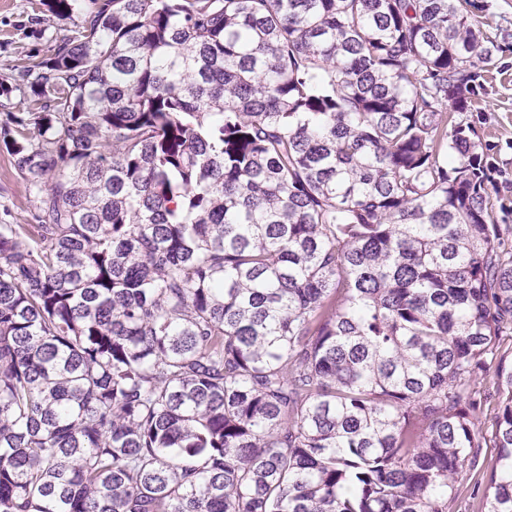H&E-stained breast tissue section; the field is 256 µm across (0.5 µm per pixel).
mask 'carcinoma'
Masks as SVG:
<instances>
[{
    "mask_svg": "<svg viewBox=\"0 0 512 512\" xmlns=\"http://www.w3.org/2000/svg\"><path fill=\"white\" fill-rule=\"evenodd\" d=\"M489 9L39 0L81 23L0 81V512H448L484 446L512 512ZM33 202L15 175L6 153L0 151V221L7 224H33Z\"/></svg>",
    "mask_w": 512,
    "mask_h": 512,
    "instance_id": "cac0c4a2",
    "label": "carcinoma"
}]
</instances>
